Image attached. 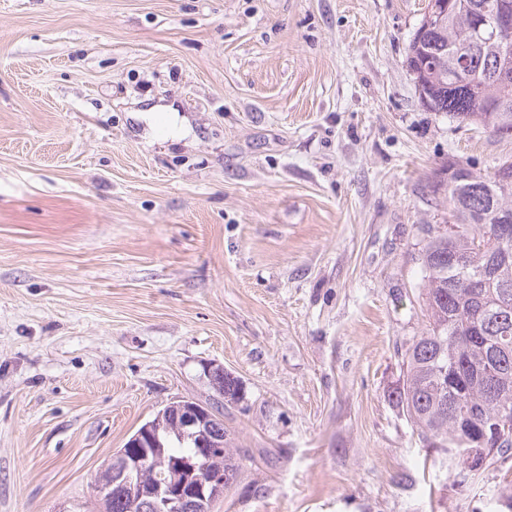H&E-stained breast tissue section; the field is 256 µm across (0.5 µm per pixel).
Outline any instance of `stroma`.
<instances>
[{"label":"stroma","mask_w":512,"mask_h":512,"mask_svg":"<svg viewBox=\"0 0 512 512\" xmlns=\"http://www.w3.org/2000/svg\"><path fill=\"white\" fill-rule=\"evenodd\" d=\"M426 6L0 0V512H98L211 365L243 463L212 512H512V458L450 473L391 395L445 165L512 159L422 104ZM207 373L217 394L221 397L224 395V401L232 404L240 399L238 380L224 373L223 367L212 365L207 369Z\"/></svg>","instance_id":"obj_1"}]
</instances>
